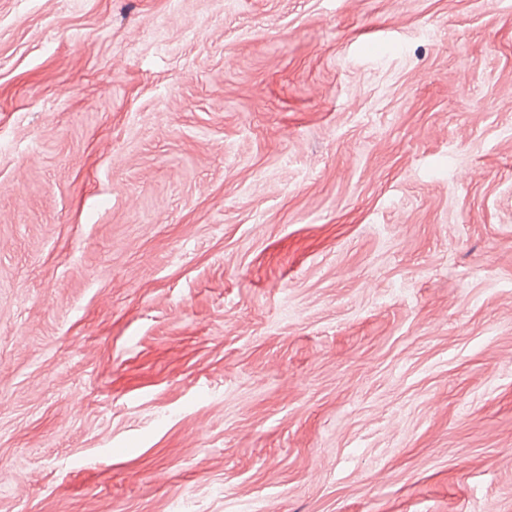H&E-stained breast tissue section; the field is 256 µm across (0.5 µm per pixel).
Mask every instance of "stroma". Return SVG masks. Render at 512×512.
I'll list each match as a JSON object with an SVG mask.
<instances>
[{"label":"stroma","instance_id":"1","mask_svg":"<svg viewBox=\"0 0 512 512\" xmlns=\"http://www.w3.org/2000/svg\"><path fill=\"white\" fill-rule=\"evenodd\" d=\"M0 512H512V0H0Z\"/></svg>","mask_w":512,"mask_h":512}]
</instances>
